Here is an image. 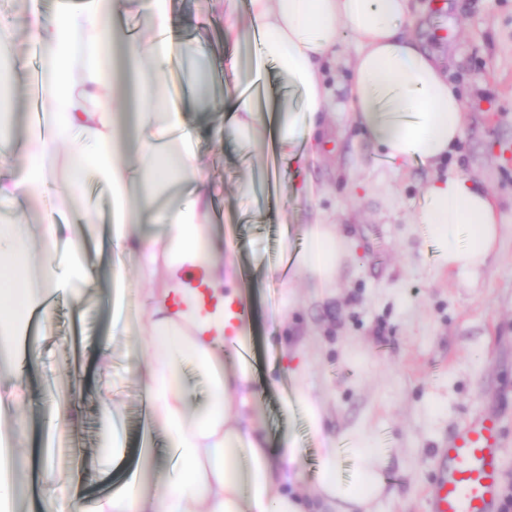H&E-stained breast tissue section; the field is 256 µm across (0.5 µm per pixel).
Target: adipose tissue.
<instances>
[{"instance_id":"obj_1","label":"adipose tissue","mask_w":512,"mask_h":512,"mask_svg":"<svg viewBox=\"0 0 512 512\" xmlns=\"http://www.w3.org/2000/svg\"><path fill=\"white\" fill-rule=\"evenodd\" d=\"M123 0H84L48 16L33 14L29 41L50 50L56 74L44 83L49 121L32 125L24 143L28 163L10 167L0 143V196L25 204L42 197L50 182L46 161L60 138L76 132L81 162L107 186L112 202V241L133 252L144 280H155L175 257L193 255L209 222L212 191L189 149L190 133L181 109L164 108L162 89L144 74L145 59L171 55L170 0H148V40L114 41L110 30ZM254 29L263 39L257 65L275 64L302 109L283 107L268 122L258 106L234 93L230 130L243 143L274 135L292 153L301 137L313 134L330 104L322 64L335 55L341 32L357 40L353 80L348 88L351 120L362 135L393 161L436 166L461 139L464 105L435 55L417 37L403 33L412 23V0H248ZM128 84V119L139 160L130 163L116 140L119 114L112 100ZM189 188L191 203L173 199ZM54 189V188H51ZM58 199L80 189H54ZM161 223V235L137 233L130 201ZM413 223L424 225L437 248L440 268L464 276L477 273L495 252L502 219L497 200L481 185L459 176L435 177ZM305 244L293 256L292 273L326 288L338 278L347 237L338 223L307 225ZM36 269L44 287L65 266L71 281L86 280L95 265L85 250L58 251L54 230L42 233ZM155 350L140 372L151 413L179 454L176 473L162 495L127 484L103 501L98 512H373L385 491L379 449L363 440L354 448L352 479L339 475L333 444L321 451L318 478L305 485L303 458L294 442L272 449L255 414L258 376L238 361L221 362L214 340L191 335L171 313L167 296L147 308ZM211 380V401L198 417L187 410L181 380L183 362Z\"/></svg>"}]
</instances>
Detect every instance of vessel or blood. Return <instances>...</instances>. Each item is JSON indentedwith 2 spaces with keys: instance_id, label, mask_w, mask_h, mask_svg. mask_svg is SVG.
Instances as JSON below:
<instances>
[{
  "instance_id": "obj_1",
  "label": "vessel or blood",
  "mask_w": 512,
  "mask_h": 512,
  "mask_svg": "<svg viewBox=\"0 0 512 512\" xmlns=\"http://www.w3.org/2000/svg\"><path fill=\"white\" fill-rule=\"evenodd\" d=\"M202 261L181 265L171 280L173 295L185 319L207 327L211 338L229 347L241 361L252 348L241 327L251 311L236 295L216 300L206 283ZM494 419L477 417L459 428L436 461L437 478L429 493L430 512H497L500 499L502 450Z\"/></svg>"
}]
</instances>
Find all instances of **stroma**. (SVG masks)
I'll return each instance as SVG.
<instances>
[{"label": "stroma", "instance_id": "1", "mask_svg": "<svg viewBox=\"0 0 512 512\" xmlns=\"http://www.w3.org/2000/svg\"><path fill=\"white\" fill-rule=\"evenodd\" d=\"M59 0H0V24L13 34L19 61L8 105L25 138L30 118L28 83L39 59L27 38L33 13L49 14ZM411 32L437 55L464 101L462 140L437 169L399 167L352 126L341 104L352 78L356 40L340 36V57L324 68L333 104L312 139L301 140L296 166L281 162L276 192L263 176L269 142L243 147L220 139L231 116L222 106L190 112L193 149L214 190L212 243L233 242L248 277L241 296L251 302V342L260 372L276 383L260 388L256 414L269 445L294 441L303 451L304 482L317 476L323 439L336 442L340 474L352 476L350 450L357 435L382 449L387 494L379 512H429L435 455L448 434L479 414L496 417L503 448L498 512H512V0H414ZM183 42L200 41L214 60L213 92L249 70L255 46L247 0H171ZM240 38H225L227 28ZM465 175L498 200L503 225L496 262L476 278L438 267L435 248L411 221L424 201L432 172ZM251 184L241 193V184ZM79 206L54 202L18 206L0 199V215L28 224L32 237L57 225L61 239L95 254L99 271L88 286L57 291L51 318L27 319L16 346V372H0V435L13 449L0 504L20 501L34 512L46 490L40 480L53 467L64 482L56 494L72 496L82 479L86 512L135 479L140 491L162 494L173 459L159 421L146 412L138 373L149 361L144 300L169 284L140 278L134 256L113 246L111 198L95 176L81 181ZM97 215L84 223V207ZM340 224L348 238L344 270L329 288L288 279L280 258L300 248L304 225L317 218ZM123 272L134 310L113 307L112 278ZM294 303L283 308L285 291ZM303 364V379L291 367ZM320 399L325 436L317 438L298 397ZM124 423V444L138 454L133 470L98 456L97 402Z\"/></svg>", "mask_w": 512, "mask_h": 512}]
</instances>
